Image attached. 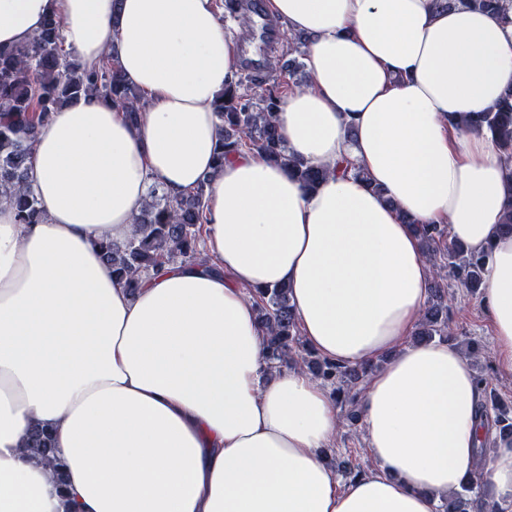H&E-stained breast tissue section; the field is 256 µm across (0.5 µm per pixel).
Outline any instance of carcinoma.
<instances>
[{
  "instance_id": "obj_1",
  "label": "carcinoma",
  "mask_w": 512,
  "mask_h": 512,
  "mask_svg": "<svg viewBox=\"0 0 512 512\" xmlns=\"http://www.w3.org/2000/svg\"><path fill=\"white\" fill-rule=\"evenodd\" d=\"M439 7L461 5L488 13L506 15L512 0H436ZM306 38L296 35L288 46L289 58L283 68L290 72L305 69ZM288 86L266 80H243L224 87L215 102L219 119V137L215 165L224 167V157L256 153L288 169L308 190L319 183L325 171L288 153L276 114ZM86 96L112 101L126 112L133 123L146 111L138 90L124 81L114 60L107 58L99 66L87 68L75 61L64 45L59 20L50 16L43 28L28 42L0 51V198L15 210L20 224H39L44 213L29 183V169L39 126L60 106ZM464 125L490 135L504 162L512 171V89L502 101L487 112H478L464 120ZM208 181L193 190L172 196L153 186L133 230L123 242L101 244L112 266V276L130 291L141 280L165 265L204 266L210 262L201 235L207 223ZM416 231L435 270L428 305L414 336L423 341L448 337L446 298L448 278L471 293L483 288L486 255L466 250L448 238L440 224H418ZM258 320L268 330L267 360L290 368L309 369L321 383L332 389L340 405H348L346 421L358 418V384L369 371L367 367L344 366L308 357L311 349L301 339L297 319L290 304L288 288L279 286L251 294ZM483 426L498 434L512 435V413L504 404L484 399L480 407ZM25 448L51 466L57 465L52 431L35 425L27 435ZM474 480L452 493L440 506V512H466L475 504L476 512H496L487 502L472 501Z\"/></svg>"
}]
</instances>
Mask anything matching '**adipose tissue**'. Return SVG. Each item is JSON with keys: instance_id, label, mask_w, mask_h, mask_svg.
Here are the masks:
<instances>
[{"instance_id": "ef3b65f1", "label": "adipose tissue", "mask_w": 512, "mask_h": 512, "mask_svg": "<svg viewBox=\"0 0 512 512\" xmlns=\"http://www.w3.org/2000/svg\"><path fill=\"white\" fill-rule=\"evenodd\" d=\"M308 36L311 81L279 110L305 189L241 152L215 168L214 101L239 56L214 0H0V48L48 16L85 67L116 54L139 123L88 96L36 137L46 218L0 202V512H437L484 470L512 512V436L481 460V388L449 341L411 335L433 278L414 224L487 253L481 305L512 375V172L460 115L512 86V14L435 0H266ZM347 159L358 174H339ZM209 183L212 267H166L128 291L99 241L128 238L152 185ZM289 288L301 334L344 365L388 356L361 399L372 467L340 483L324 452L341 418L299 369L271 371L252 292ZM51 428L56 479L23 450Z\"/></svg>"}]
</instances>
